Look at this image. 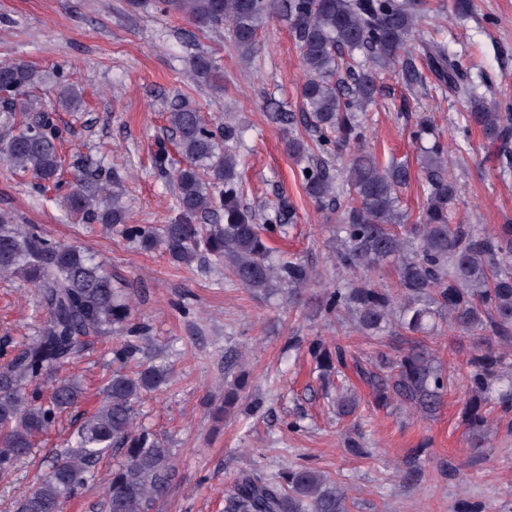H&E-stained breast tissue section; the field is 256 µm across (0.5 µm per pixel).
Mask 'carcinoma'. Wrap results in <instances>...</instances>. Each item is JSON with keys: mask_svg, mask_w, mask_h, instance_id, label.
Wrapping results in <instances>:
<instances>
[{"mask_svg": "<svg viewBox=\"0 0 512 512\" xmlns=\"http://www.w3.org/2000/svg\"><path fill=\"white\" fill-rule=\"evenodd\" d=\"M160 10L177 14L199 29L227 26L234 48L244 57L254 50L261 26L270 18L295 34L305 78L302 112L275 106L268 117L291 126L301 120L321 147L351 150L348 164L332 169L320 162L302 174L307 195L321 210L336 214V269L349 279L308 292L309 262L270 260L268 240L292 223L293 208L281 199L274 220L260 224L242 202L238 146L243 131L214 123L188 105L171 108L168 124L184 164L172 173L176 205L185 223L159 228L127 223L119 204L121 180H112V205L100 206L95 187L101 170L82 166L76 188L59 203L78 221L121 227L122 235L144 247L160 242L176 262L191 264L211 256L240 286L260 294L288 292L290 308L310 319L336 321L373 343L390 341V351H376L367 367L348 347L291 337L288 349L308 343L319 377L336 382V416L358 419L363 401L356 377L371 390L374 408L396 406L421 418L440 410L452 384L451 372L432 350L417 340L446 328L469 340L472 355L467 399L461 418L470 448L480 455L491 425V409L512 412V224L484 230L452 224L448 211L456 200V179L448 174V148L431 120L421 117L413 137H433L423 149L426 198L414 221L398 208L410 181L407 162L378 161L366 149L369 126L363 112L378 92L377 71L401 63L406 83L422 81L406 54L411 37H420L427 66L438 85L465 105L462 132L480 129L495 148L499 167L512 168V110L476 95L466 72L448 55L445 44L423 29L431 9L427 0H158ZM195 76L219 81L213 61L199 56ZM41 76L23 61L0 63V107L22 114L23 128L0 139V162L32 175L43 184L61 186L62 135L54 111L38 106L24 91ZM58 106L81 107V95L61 83ZM200 218L202 224L190 220ZM386 263L397 274L396 291L376 283L370 273ZM0 275L21 278L36 288L46 321L38 335L0 363V473L28 456L36 439L55 428L64 412L84 398L76 378L57 380L53 372L79 357L96 339L121 334L112 350L117 368L100 389L98 407L84 417L72 445L58 451L51 467L23 492L18 512H63L65 502L96 478V466L109 454L118 457L105 482L104 512H152L173 476L174 454L165 441L134 425L135 406L170 375L164 360L148 361L130 374L124 365L140 351L142 328L131 322L128 283L104 269L94 254L53 241L34 224H18L0 212ZM246 385L242 375L229 384L224 407L238 401ZM426 449H412L402 477L421 471ZM224 512H349L347 489L332 477L305 466L276 471L254 466L236 471L224 492Z\"/></svg>", "mask_w": 512, "mask_h": 512, "instance_id": "cac0c4a2", "label": "carcinoma"}]
</instances>
